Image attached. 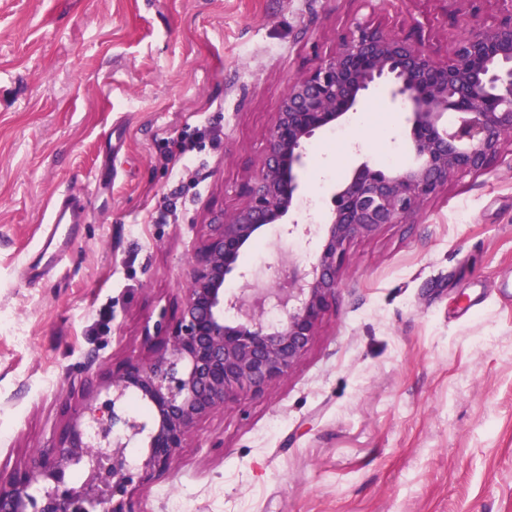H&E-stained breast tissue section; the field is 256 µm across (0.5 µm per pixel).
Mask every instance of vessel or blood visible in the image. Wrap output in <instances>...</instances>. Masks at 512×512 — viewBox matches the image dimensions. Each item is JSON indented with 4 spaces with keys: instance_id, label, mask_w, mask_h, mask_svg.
<instances>
[{
    "instance_id": "b4317fda",
    "label": "vessel or blood",
    "mask_w": 512,
    "mask_h": 512,
    "mask_svg": "<svg viewBox=\"0 0 512 512\" xmlns=\"http://www.w3.org/2000/svg\"><path fill=\"white\" fill-rule=\"evenodd\" d=\"M84 207L75 197L64 194L59 197L48 218L50 229L30 257V276L41 275L45 266L54 262L60 253L74 242L73 229L81 223Z\"/></svg>"
}]
</instances>
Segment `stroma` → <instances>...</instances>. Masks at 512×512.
<instances>
[{"label": "stroma", "mask_w": 512, "mask_h": 512, "mask_svg": "<svg viewBox=\"0 0 512 512\" xmlns=\"http://www.w3.org/2000/svg\"><path fill=\"white\" fill-rule=\"evenodd\" d=\"M506 0H0V468L147 355L212 216L242 208L289 83L364 22L446 61ZM304 145L309 234L268 227L248 280L315 258L339 182L413 154L372 89ZM88 213L26 263L60 192ZM133 512H512V139L405 224L350 242L336 301L284 380L201 420Z\"/></svg>", "instance_id": "stroma-1"}]
</instances>
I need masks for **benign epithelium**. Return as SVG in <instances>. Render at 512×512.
<instances>
[{"instance_id":"obj_1","label":"benign epithelium","mask_w":512,"mask_h":512,"mask_svg":"<svg viewBox=\"0 0 512 512\" xmlns=\"http://www.w3.org/2000/svg\"><path fill=\"white\" fill-rule=\"evenodd\" d=\"M378 86L406 109L413 163H360L336 186L314 262L288 265L274 288L226 293L228 278L247 276L241 254L294 210L304 143L345 122ZM511 137L512 8L490 25L476 20L463 29L445 62L406 35L357 26L288 85L259 170L243 187L246 205L208 225L177 314L162 312L154 324L150 356L127 358L106 377L105 398L87 395L52 445L0 473V512H132L128 487L166 473L201 419L241 392L264 394L296 368L336 301L353 239L407 223L452 177L490 172ZM130 394L146 405V418L128 415ZM126 448L146 455L132 462ZM80 463L97 483H66ZM39 481L54 484L40 504L28 493Z\"/></svg>"}]
</instances>
